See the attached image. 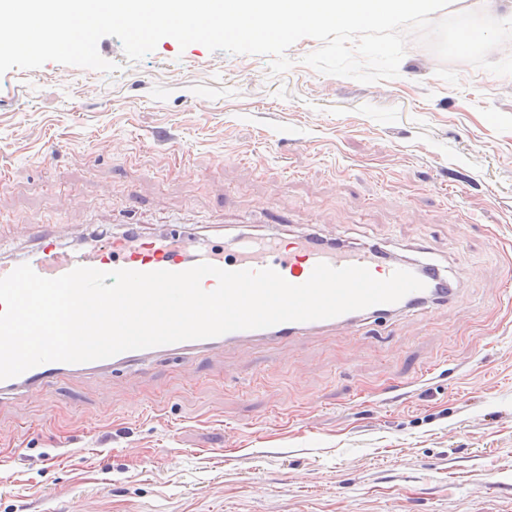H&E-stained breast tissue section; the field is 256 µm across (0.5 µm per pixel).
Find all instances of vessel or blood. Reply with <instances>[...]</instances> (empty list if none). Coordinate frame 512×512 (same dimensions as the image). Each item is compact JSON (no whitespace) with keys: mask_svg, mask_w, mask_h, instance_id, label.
<instances>
[{"mask_svg":"<svg viewBox=\"0 0 512 512\" xmlns=\"http://www.w3.org/2000/svg\"><path fill=\"white\" fill-rule=\"evenodd\" d=\"M201 262L225 270H259L269 267L293 284L306 282L316 264L321 262L337 268L361 265L367 267L378 279L387 278L395 270L403 269L417 275L424 287L405 295L398 302L378 304L330 319L284 322L265 329L235 331L203 340L128 351L88 363H44L17 377L0 381V398L35 389L51 392L55 381L69 373L125 370L142 367L164 357L197 359L216 347L246 343L281 345L311 334L338 329L356 331L370 320L403 317L430 305L452 302L456 297L455 289L448 285L447 273L437 266L425 267L418 262L400 264L388 259L385 252L377 247H356L341 237L329 238L317 232L287 238L282 236L274 224L269 225L265 233L260 235L221 237L199 232L187 236L174 228L166 234L131 236L121 233L95 243L74 246L61 245L54 235L45 232L21 256H1L0 277L9 275L21 263L29 264L40 276L55 278L78 266L106 272L117 269L181 272Z\"/></svg>","mask_w":512,"mask_h":512,"instance_id":"obj_1","label":"vessel or blood"}]
</instances>
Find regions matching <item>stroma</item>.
<instances>
[{
    "label": "stroma",
    "mask_w": 512,
    "mask_h": 512,
    "mask_svg": "<svg viewBox=\"0 0 512 512\" xmlns=\"http://www.w3.org/2000/svg\"><path fill=\"white\" fill-rule=\"evenodd\" d=\"M86 78L0 75V213L21 255L118 222L428 247L458 294L368 332L216 348L0 400V512H512V76L408 45L363 84L169 37Z\"/></svg>",
    "instance_id": "1"
}]
</instances>
